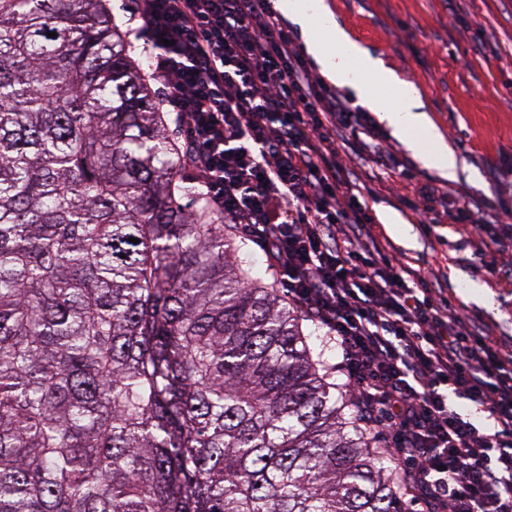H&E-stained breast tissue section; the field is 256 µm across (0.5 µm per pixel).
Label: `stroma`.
Wrapping results in <instances>:
<instances>
[{"mask_svg": "<svg viewBox=\"0 0 512 512\" xmlns=\"http://www.w3.org/2000/svg\"><path fill=\"white\" fill-rule=\"evenodd\" d=\"M337 20L372 55L412 82L460 162L457 181L440 178L424 167L407 145L377 125L380 141L410 173L369 177L362 192L369 196L374 231L389 252L403 255L422 275L444 272L441 295L466 320L484 322L503 337H512V278L491 276L486 262L512 269V220L496 225L502 238L492 257L475 254L471 229L465 224H439L424 234L417 222L423 209H454L464 200L502 207L512 192L499 190L496 179L512 167V0H328ZM437 190L419 195L421 186ZM407 224L413 238L403 246L383 224V211ZM226 236L239 248L251 278L279 288V276L261 249L241 227L228 224ZM484 286L490 305L475 303L467 284Z\"/></svg>", "mask_w": 512, "mask_h": 512, "instance_id": "obj_1", "label": "stroma"}]
</instances>
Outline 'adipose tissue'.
Returning <instances> with one entry per match:
<instances>
[{
    "label": "adipose tissue",
    "mask_w": 512,
    "mask_h": 512,
    "mask_svg": "<svg viewBox=\"0 0 512 512\" xmlns=\"http://www.w3.org/2000/svg\"><path fill=\"white\" fill-rule=\"evenodd\" d=\"M277 7L300 26L307 52L327 81L351 88L393 136L408 141L426 168L456 180L459 159L425 111L415 86L354 41L327 0H277Z\"/></svg>",
    "instance_id": "ef3b65f1"
}]
</instances>
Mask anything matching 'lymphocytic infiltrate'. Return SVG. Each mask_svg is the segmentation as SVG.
<instances>
[{"mask_svg": "<svg viewBox=\"0 0 512 512\" xmlns=\"http://www.w3.org/2000/svg\"><path fill=\"white\" fill-rule=\"evenodd\" d=\"M137 18L205 196L341 348L351 398L394 435L386 453L411 503L512 512V350L436 304L438 281L376 241L336 148L340 134L366 136L383 161L364 109L313 74L271 0H139ZM450 218L476 229L479 252L500 241L498 210L465 202Z\"/></svg>", "mask_w": 512, "mask_h": 512, "instance_id": "f902f5d3", "label": "lymphocytic infiltrate"}]
</instances>
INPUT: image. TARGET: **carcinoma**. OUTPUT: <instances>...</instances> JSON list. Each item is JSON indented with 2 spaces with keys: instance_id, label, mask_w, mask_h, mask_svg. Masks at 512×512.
<instances>
[{
  "instance_id": "cac0c4a2",
  "label": "carcinoma",
  "mask_w": 512,
  "mask_h": 512,
  "mask_svg": "<svg viewBox=\"0 0 512 512\" xmlns=\"http://www.w3.org/2000/svg\"><path fill=\"white\" fill-rule=\"evenodd\" d=\"M109 2L0 0V512H408Z\"/></svg>"
}]
</instances>
